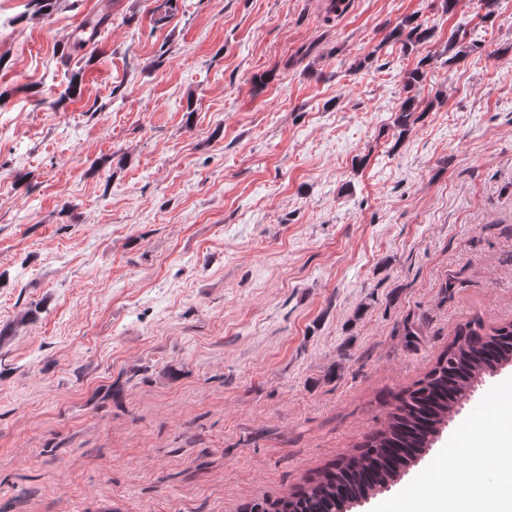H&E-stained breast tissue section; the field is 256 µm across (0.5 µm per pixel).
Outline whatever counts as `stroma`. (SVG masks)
<instances>
[{
    "instance_id": "35a3bbf8",
    "label": "stroma",
    "mask_w": 512,
    "mask_h": 512,
    "mask_svg": "<svg viewBox=\"0 0 512 512\" xmlns=\"http://www.w3.org/2000/svg\"><path fill=\"white\" fill-rule=\"evenodd\" d=\"M474 319L512 321V0H0V512H242ZM511 398L509 367L362 512L443 470L486 502ZM434 37L431 27L419 22L415 17L410 16L402 20L387 35L386 40L393 43H400L408 50L410 47L424 44ZM472 34L473 32L471 30L466 29V25H461L457 32L451 35L450 40H448V58L443 61L444 65H454L464 58V55L473 50V48H477L478 40H471V42L466 41ZM450 51L452 53H450ZM453 51L455 52L453 53ZM417 112H421L417 114ZM426 109H421L419 102L414 96L407 95L401 102L397 113L395 114L393 125L399 130L398 137H404L410 130V125L421 118Z\"/></svg>"
}]
</instances>
